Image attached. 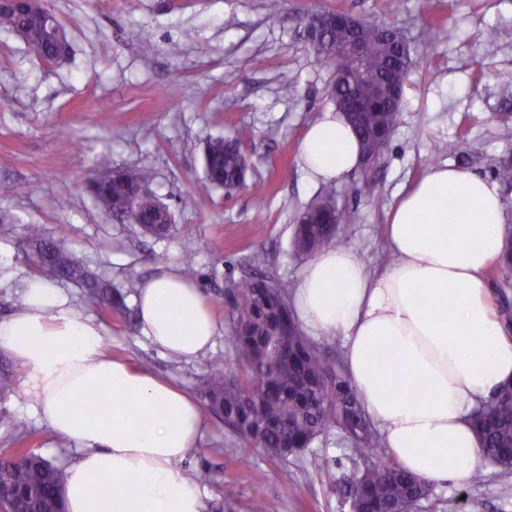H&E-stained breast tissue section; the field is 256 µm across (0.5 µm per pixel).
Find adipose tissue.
<instances>
[{"label": "adipose tissue", "mask_w": 512, "mask_h": 512, "mask_svg": "<svg viewBox=\"0 0 512 512\" xmlns=\"http://www.w3.org/2000/svg\"><path fill=\"white\" fill-rule=\"evenodd\" d=\"M299 152L316 182L360 165L359 141L336 112L305 132ZM393 261L370 275L353 249H323L295 286L293 310L312 336L338 335L346 376L390 456L428 481H458L482 448L474 413L512 383V337L486 277L512 242L496 183L452 165L429 168L389 214ZM138 332L191 362L219 324L199 288L171 268L142 280ZM100 323L46 279H28L22 309L0 321V351L27 371L30 411L78 454L63 475L65 512H205L180 463L205 428L197 400L104 351Z\"/></svg>", "instance_id": "adipose-tissue-1"}]
</instances>
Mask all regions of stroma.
<instances>
[{
	"label": "stroma",
	"mask_w": 512,
	"mask_h": 512,
	"mask_svg": "<svg viewBox=\"0 0 512 512\" xmlns=\"http://www.w3.org/2000/svg\"><path fill=\"white\" fill-rule=\"evenodd\" d=\"M70 45L63 66L48 67L13 32L0 29V319L22 305L33 271L23 243L29 224L84 256L113 287L135 292L159 266L182 268L193 257L219 322L227 320L229 281L263 273L295 285L308 264L292 249L296 218L318 194L336 193L346 219L339 235L371 272L388 261L384 226L397 196L434 164L449 163L492 178L512 158V41H485L492 28H512V0H44ZM341 8L396 26L415 64L405 84L401 123L370 179L352 173L330 184L311 181L299 156L310 124L331 110V72L308 41L304 13ZM148 32L132 42L127 32ZM299 95H283L284 82ZM243 134L250 159L246 185L233 195L204 176L206 145ZM146 166L152 193L169 208V233L156 237L113 217L87 179L101 170ZM83 314L105 330L115 358L145 367L193 395L214 364L233 367L230 333L198 360L182 363L154 349L135 328V311L118 314L91 302L83 288L58 281ZM25 369L0 352V452L33 448L57 465L76 453L29 410ZM203 437L182 468L205 484L207 512H260L275 499L280 512H349L336 484L354 469L349 443L330 428L304 453L285 460L246 446L224 421L206 414ZM320 468H313L312 459ZM266 480L254 487L253 468ZM512 482L487 460L459 481L433 482L422 512H512L500 497Z\"/></svg>",
	"instance_id": "stroma-1"
}]
</instances>
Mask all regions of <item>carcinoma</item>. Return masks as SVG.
I'll return each mask as SVG.
<instances>
[{
	"label": "carcinoma",
	"mask_w": 512,
	"mask_h": 512,
	"mask_svg": "<svg viewBox=\"0 0 512 512\" xmlns=\"http://www.w3.org/2000/svg\"><path fill=\"white\" fill-rule=\"evenodd\" d=\"M394 27L363 20L354 34L362 46V80L343 82L341 59L348 35L327 28L313 36L318 59L332 72L331 99L352 126L362 154L376 160L386 153L400 122V106L376 99L373 88L406 81L413 65L394 66L391 48ZM206 179L232 195L246 185L249 160L239 138L212 140L204 155ZM145 168L109 171L90 188L113 212L130 211L129 220L147 224L149 211L130 203V193L149 182ZM345 219L336 195L325 193L297 216L294 251L312 255L326 246H339L337 225ZM26 242L33 270L80 284L98 305L126 311L124 296L88 269L83 256L47 237L40 224L27 225ZM228 322L240 369L212 366L203 379L205 410L224 419L248 445L284 460L305 452L328 428H339L353 445V476L336 484V495L355 500L360 512H393L409 506L417 496L429 497L430 483L412 477L388 454L377 428L368 429L366 413L358 411L359 397L344 376L341 359L325 351L303 332L290 306L288 286L262 275L228 286ZM483 456L494 466L512 470V387L506 386L474 417ZM7 482L39 500L41 512H54L62 471L35 450L0 455Z\"/></svg>",
	"instance_id": "obj_1"
}]
</instances>
